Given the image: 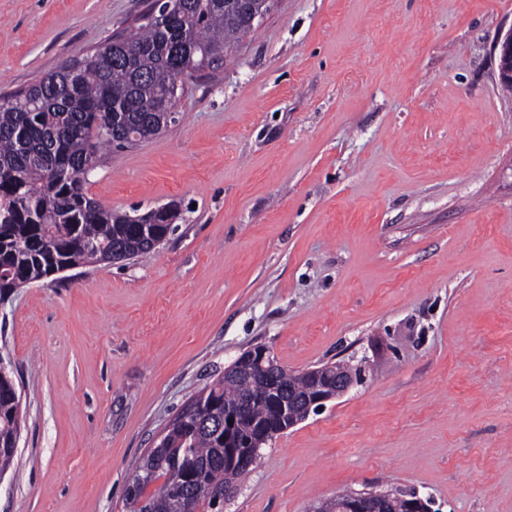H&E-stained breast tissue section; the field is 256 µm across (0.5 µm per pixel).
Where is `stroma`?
I'll use <instances>...</instances> for the list:
<instances>
[{"mask_svg": "<svg viewBox=\"0 0 512 512\" xmlns=\"http://www.w3.org/2000/svg\"><path fill=\"white\" fill-rule=\"evenodd\" d=\"M148 0H0V94L126 33ZM512 0H275L178 120L85 189L177 203L146 257L0 299L21 396L0 512H127L130 463L244 351L366 380L270 441L224 512L397 487L512 512ZM498 79L501 82L512 80V30L501 37L497 43Z\"/></svg>", "mask_w": 512, "mask_h": 512, "instance_id": "1", "label": "stroma"}]
</instances>
